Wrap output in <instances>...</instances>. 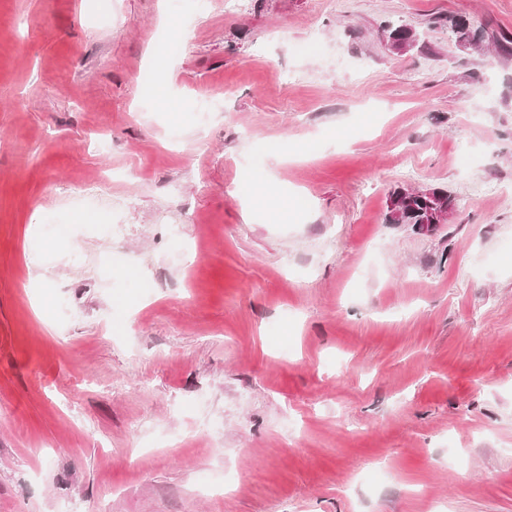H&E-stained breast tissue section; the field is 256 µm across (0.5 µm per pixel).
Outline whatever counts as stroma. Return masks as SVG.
Listing matches in <instances>:
<instances>
[{
    "label": "stroma",
    "mask_w": 512,
    "mask_h": 512,
    "mask_svg": "<svg viewBox=\"0 0 512 512\" xmlns=\"http://www.w3.org/2000/svg\"><path fill=\"white\" fill-rule=\"evenodd\" d=\"M451 16L512 37V0H0V512H512V56ZM449 30L453 41L466 49L479 46L485 38V31L481 30V34L477 33L471 22L463 16L450 19ZM383 31L390 49L397 53L408 51L419 46V34L411 26L404 24H388L383 27ZM254 193L263 196L270 202V215L274 223L288 222V206L285 203L278 202L272 192L262 180H257L253 185ZM438 190V196L434 200H418L413 199L410 204H403L397 209H393L388 205V212L386 215V222L389 224H436L434 221V212L443 205L448 204V210L455 204L454 198L442 188H434ZM454 210V207L446 211L439 224H444L448 221V216Z\"/></svg>",
    "instance_id": "stroma-1"
}]
</instances>
